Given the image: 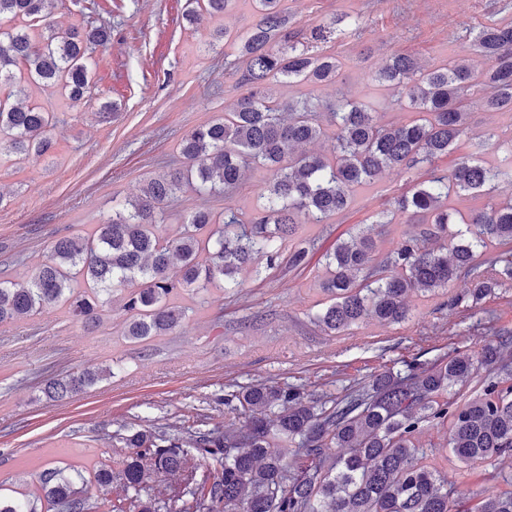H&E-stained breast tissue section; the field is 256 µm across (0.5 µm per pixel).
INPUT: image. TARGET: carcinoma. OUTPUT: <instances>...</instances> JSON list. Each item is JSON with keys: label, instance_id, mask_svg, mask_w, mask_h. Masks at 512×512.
I'll use <instances>...</instances> for the list:
<instances>
[{"label": "carcinoma", "instance_id": "obj_1", "mask_svg": "<svg viewBox=\"0 0 512 512\" xmlns=\"http://www.w3.org/2000/svg\"><path fill=\"white\" fill-rule=\"evenodd\" d=\"M55 0H0V166L19 165L54 147L57 116L23 104L29 89L79 104L91 97L93 49L111 39V27L59 26ZM238 0H186L185 18L201 12L224 17ZM257 21L247 31L219 30L244 65V91L231 111L188 133L182 164L150 178L87 236L56 240L26 283L0 277V324L63 306L84 325H97L117 305L126 314L123 336L143 343L168 336L190 319L179 303L221 285L237 288L236 274L297 268L314 241L304 224H326L348 208L354 186L385 171L425 169L393 198L376 220L397 213L422 228L379 258L373 227L339 240L325 254L320 291L326 305L313 315L328 336H341L374 317L408 320L406 298L458 280L469 288L451 305L476 306L512 283V201L502 200V170L480 158L488 143L456 159L451 171L437 161L466 135L470 107L512 112V20L470 32V52L441 65L396 53L376 71L395 101L415 112L404 123H383L366 104L324 103L318 91L336 83L341 63L315 52L341 19L308 34L288 26L283 0H251ZM298 88L283 99L276 86ZM334 140L330 155L304 145ZM266 174L262 209L224 210L217 222L195 211L168 232L164 207L177 193L216 195L234 188L249 170ZM479 198L465 233H451L456 210L449 200ZM449 238V251L437 245ZM288 253H283L286 244ZM112 376L83 371L46 382L44 394L65 400ZM474 381L479 392L454 391ZM224 405L245 427L188 431L130 429L118 437L128 453L117 469L101 466L79 475L81 487L52 466L39 477L47 512H96L85 494L96 484L115 493L112 512H512V491L460 497L457 481L427 462L417 435L423 425L444 430L448 461L474 471L512 461V330L476 350H453L432 363H407L333 395L315 396L301 385L274 381L240 386ZM165 484L151 493L147 478ZM0 512H38L37 502L0 493Z\"/></svg>", "mask_w": 512, "mask_h": 512}]
</instances>
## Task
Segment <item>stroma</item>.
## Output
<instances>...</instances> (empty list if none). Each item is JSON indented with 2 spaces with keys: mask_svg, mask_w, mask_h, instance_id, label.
<instances>
[{
  "mask_svg": "<svg viewBox=\"0 0 512 512\" xmlns=\"http://www.w3.org/2000/svg\"><path fill=\"white\" fill-rule=\"evenodd\" d=\"M186 0H57L58 21L85 25L91 5L111 10L112 38L97 48L95 87L87 103L35 91L31 104L55 112L51 156L21 167L0 168V276L27 279L59 238L92 233L112 214L114 201L139 194L145 180L179 158L184 135L232 108L239 93L238 63L219 25L244 31L256 21L250 0H238L223 20L189 24ZM292 29L309 32L324 20L360 17L362 35L337 26L329 45L340 55L337 93L360 100L382 122L408 120L390 92L373 79L396 52L438 63L466 53L469 32L490 20L512 19V0H286ZM121 104L105 117L100 106ZM467 134L457 151L468 154L489 132L512 128V114L468 112ZM407 173L387 171L356 188L347 210L327 224H306L314 239L308 266L270 274L241 272V288L211 289L183 327L142 345L122 335L125 315L113 311L100 326L84 329L66 311L49 309L0 324V486L33 496L46 464L66 471L115 464L123 455L119 434L132 428L223 427L231 418L225 393L257 381L305 385L316 394L338 393L404 363H430L512 328V287L471 309L451 308L448 294H411V317L401 324L368 319L345 335H325L311 316L324 296V254L374 221L407 186ZM264 173L253 170L231 192L178 194L167 206L168 225L197 209L223 214L257 211ZM112 367L113 377L68 402L48 400L46 379L92 367Z\"/></svg>",
  "mask_w": 512,
  "mask_h": 512,
  "instance_id": "1",
  "label": "stroma"
}]
</instances>
